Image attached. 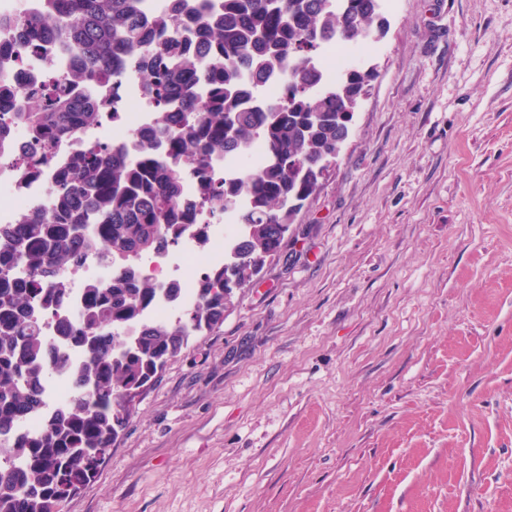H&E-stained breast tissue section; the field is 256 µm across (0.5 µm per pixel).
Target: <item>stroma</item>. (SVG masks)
Wrapping results in <instances>:
<instances>
[{"instance_id":"1","label":"stroma","mask_w":512,"mask_h":512,"mask_svg":"<svg viewBox=\"0 0 512 512\" xmlns=\"http://www.w3.org/2000/svg\"><path fill=\"white\" fill-rule=\"evenodd\" d=\"M280 252L64 512H512V0H389Z\"/></svg>"}]
</instances>
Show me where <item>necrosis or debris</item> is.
<instances>
[{
    "label": "necrosis or debris",
    "instance_id": "obj_1",
    "mask_svg": "<svg viewBox=\"0 0 512 512\" xmlns=\"http://www.w3.org/2000/svg\"><path fill=\"white\" fill-rule=\"evenodd\" d=\"M41 5L42 0H0V112L26 107L29 90L41 87L49 76L64 75L72 69L71 58L61 53L54 40L41 41L27 53L21 50L12 22L20 15L40 13ZM71 93L99 103L103 115L98 122L59 132L50 163L26 164V156L36 146L34 132L21 124H0V226L19 223L22 215L46 209L58 173L88 148L113 143L128 154H137L142 131L155 126L158 120L138 73L131 68L118 81L82 82L72 87ZM183 185L184 200L192 208V224L175 249L138 262L143 277L161 285L174 281L181 289L176 301L163 294L156 297L145 312L146 318L153 321L176 320L196 304L197 281L213 268L223 266L224 246L238 232L237 226L225 223L222 212L202 201L192 168H185ZM121 266V261H104L96 253H86L66 274L71 288L70 306L80 303L87 283L107 281Z\"/></svg>",
    "mask_w": 512,
    "mask_h": 512
}]
</instances>
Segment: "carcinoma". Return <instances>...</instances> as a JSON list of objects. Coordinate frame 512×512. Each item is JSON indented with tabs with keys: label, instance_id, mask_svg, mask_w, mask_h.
Returning <instances> with one entry per match:
<instances>
[{
	"label": "carcinoma",
	"instance_id": "obj_1",
	"mask_svg": "<svg viewBox=\"0 0 512 512\" xmlns=\"http://www.w3.org/2000/svg\"><path fill=\"white\" fill-rule=\"evenodd\" d=\"M176 0L155 15L143 0H44L37 17L14 21L24 44L47 36L77 59L74 73L117 80L128 61L146 95L175 127L146 138L131 158L119 146L87 151L52 188L45 213L0 228V433L46 406L45 374L71 376L70 404L43 418L35 436L0 441V512H54L97 475L98 452L112 447L135 409L130 392L153 382L190 337L224 323V295L247 287L257 263L276 254L282 226L321 185L366 95L373 70L347 65L333 81L318 67L330 46L357 47L382 30L383 0ZM285 72L280 95L262 88ZM54 77L30 92L9 119L41 135L27 162H45L60 126L100 117V107L65 93ZM259 146L265 162L220 183L217 156ZM188 160L205 172L203 197L241 227L224 266L197 286L198 303L175 322L141 324L159 286L130 272L87 289L76 312L64 306L63 272L83 253L126 261L174 244L191 217L178 207ZM80 351L70 364L64 348Z\"/></svg>",
	"mask_w": 512,
	"mask_h": 512
}]
</instances>
